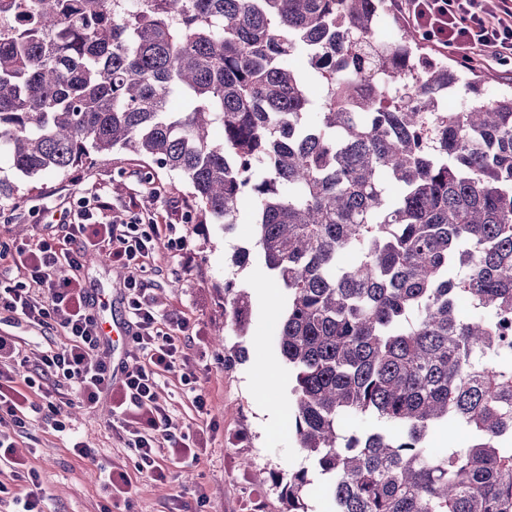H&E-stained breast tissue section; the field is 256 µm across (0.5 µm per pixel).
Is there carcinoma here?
Segmentation results:
<instances>
[{
	"instance_id": "obj_1",
	"label": "carcinoma",
	"mask_w": 512,
	"mask_h": 512,
	"mask_svg": "<svg viewBox=\"0 0 512 512\" xmlns=\"http://www.w3.org/2000/svg\"><path fill=\"white\" fill-rule=\"evenodd\" d=\"M139 2L0 0L23 16L0 163L65 177L124 150L215 224L252 201L311 465L279 474L285 512H309L311 469L332 512H512V92L448 111L471 72L390 0ZM249 315L224 282V316Z\"/></svg>"
}]
</instances>
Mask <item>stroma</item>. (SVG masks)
I'll return each mask as SVG.
<instances>
[{
	"label": "stroma",
	"instance_id": "stroma-1",
	"mask_svg": "<svg viewBox=\"0 0 512 512\" xmlns=\"http://www.w3.org/2000/svg\"><path fill=\"white\" fill-rule=\"evenodd\" d=\"M23 203L0 200V245L13 240L61 239V225L46 228L43 208L61 211L81 196L94 194L112 203L107 220L125 219L129 207L153 201L161 223L174 224L188 241L189 257L174 254L166 237L155 244V268L150 275L154 298L164 317L189 320L198 341L186 347L189 368L196 377L187 387L181 372L163 378L157 388L169 408L175 433L202 434L196 458L171 463L167 481L157 482L136 468V451L120 438V424L109 399L97 408H66L72 427L94 448L97 464L78 459L65 434L50 421H33L16 434V454L41 475L48 512H285L272 474L303 466L288 423L293 397L292 375L276 341L268 335L273 310L283 308L279 288L253 290L263 269L261 259L237 267L233 255L253 248L255 232L225 231L222 225L201 222L198 208L188 215L172 211L169 200L188 198L175 175L153 167L150 160L128 152L98 158L69 176L42 175L19 179ZM247 289L251 310L244 333L224 324V283ZM243 350L242 359L225 361V353ZM209 402L208 414L191 405L192 389ZM281 412L279 421L261 416L263 407ZM127 472V493L107 494L99 468Z\"/></svg>",
	"mask_w": 512,
	"mask_h": 512
}]
</instances>
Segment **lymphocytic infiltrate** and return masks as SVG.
<instances>
[{"label":"lymphocytic infiltrate","mask_w":512,"mask_h":512,"mask_svg":"<svg viewBox=\"0 0 512 512\" xmlns=\"http://www.w3.org/2000/svg\"><path fill=\"white\" fill-rule=\"evenodd\" d=\"M396 6L413 31L435 48L473 66H512V0H396ZM108 207L98 197L79 198L69 210L63 241H15L0 250L25 271L23 280L0 287V314L62 338L44 352L37 375L31 376L14 338L0 335V462L9 465L14 480L32 487L21 497L0 481V499H12L20 512H44L39 474L16 458L11 439L35 414L48 412L56 431L63 432L65 407L75 401L92 405L112 395L115 409L127 418L137 470L160 482L167 478V460L191 454L194 446L190 435L171 432L156 392L159 379L180 360L189 327L184 320L161 318L149 294L147 273L160 228L147 207L129 212L121 223L99 222L98 214ZM94 255L128 271L125 300L135 332L131 359L122 364L119 380L102 351L100 310L88 288L75 276H56L59 266L78 270ZM163 449L168 452L164 458L159 455Z\"/></svg>","instance_id":"f902f5d3"}]
</instances>
